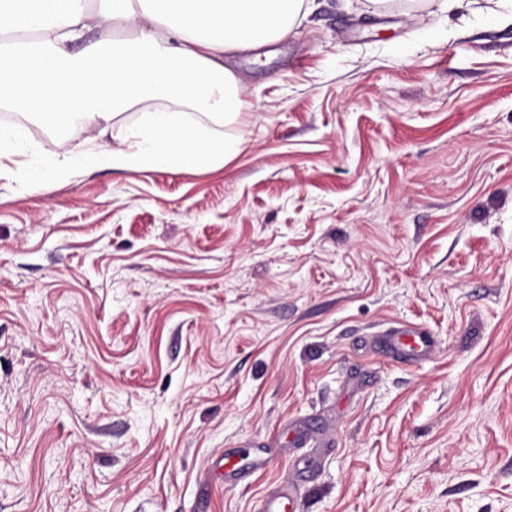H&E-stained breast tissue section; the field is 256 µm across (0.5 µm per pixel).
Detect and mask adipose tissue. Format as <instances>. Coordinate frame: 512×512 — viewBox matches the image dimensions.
<instances>
[{"label":"adipose tissue","mask_w":512,"mask_h":512,"mask_svg":"<svg viewBox=\"0 0 512 512\" xmlns=\"http://www.w3.org/2000/svg\"><path fill=\"white\" fill-rule=\"evenodd\" d=\"M306 0H0V34H21L0 49V104L49 126L81 120L109 128L121 109L169 95L183 111L144 113L131 139L109 150L76 147L47 168L16 174L26 187H51L81 171L109 166L148 172L224 165L237 142L218 136L203 117L238 112L239 80L225 53L246 51L287 36ZM118 38L70 49L92 22Z\"/></svg>","instance_id":"obj_1"}]
</instances>
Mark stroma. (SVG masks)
<instances>
[{
    "label": "stroma",
    "instance_id": "1",
    "mask_svg": "<svg viewBox=\"0 0 512 512\" xmlns=\"http://www.w3.org/2000/svg\"><path fill=\"white\" fill-rule=\"evenodd\" d=\"M366 2L225 57L221 167L0 178V512H512V0ZM437 339L420 324L406 323L389 327L379 339V350L394 361L418 364L427 360Z\"/></svg>",
    "mask_w": 512,
    "mask_h": 512
}]
</instances>
